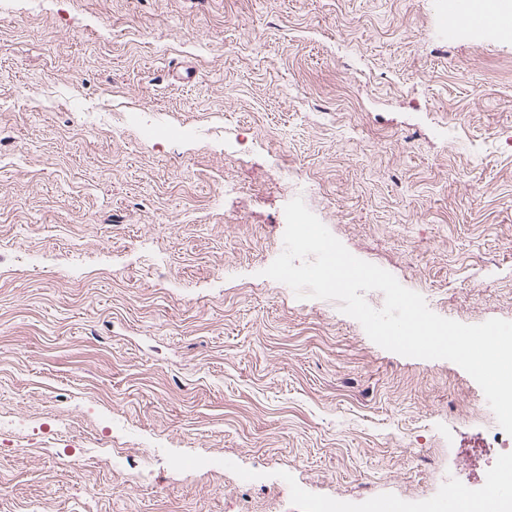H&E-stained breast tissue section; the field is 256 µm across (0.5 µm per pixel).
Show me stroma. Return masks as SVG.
<instances>
[{"label":"stroma","instance_id":"stroma-1","mask_svg":"<svg viewBox=\"0 0 512 512\" xmlns=\"http://www.w3.org/2000/svg\"><path fill=\"white\" fill-rule=\"evenodd\" d=\"M441 0H0V512L480 492L484 394L266 279L302 197L512 321V40Z\"/></svg>","mask_w":512,"mask_h":512}]
</instances>
